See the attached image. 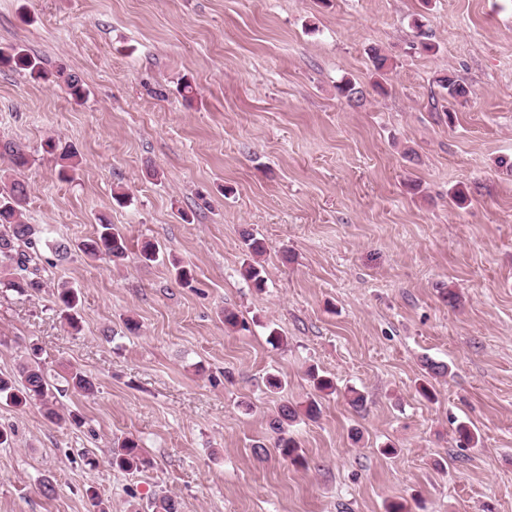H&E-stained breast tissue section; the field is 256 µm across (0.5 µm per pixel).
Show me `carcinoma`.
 I'll return each mask as SVG.
<instances>
[{"instance_id": "obj_1", "label": "carcinoma", "mask_w": 512, "mask_h": 512, "mask_svg": "<svg viewBox=\"0 0 512 512\" xmlns=\"http://www.w3.org/2000/svg\"><path fill=\"white\" fill-rule=\"evenodd\" d=\"M2 66L23 71L34 81L51 80L57 84L61 82L65 85L66 94L75 102H80L86 97V88L79 75L62 68L55 74H50L40 57L29 53L22 46L0 47V67ZM437 83L453 100L464 99L468 94L467 88L451 70L438 77ZM337 90L339 96L350 104L358 105L364 98L360 85L350 78L344 79L337 86ZM46 151L59 154L61 164L57 171L58 179L67 183L74 181L80 165L77 151L72 146L64 145L52 138L46 141ZM0 155L7 156L11 164L18 169L29 164V158L21 146L12 142L3 144ZM27 198V186L22 181L15 180L0 187V284L20 293L35 296L47 287V280L41 254V238L36 229L26 223L24 218ZM98 222L96 235L82 242L79 250L89 258L122 261L128 251L126 237L112 227L105 217H98ZM242 243L252 256H259L266 251L264 241L250 232L243 233ZM56 299L61 313L69 321H75L72 311L79 303L77 290L63 284L56 289ZM63 380L66 384L64 388L51 378L39 362L25 360L19 363L15 374L0 375V398H6L16 407L38 404L49 420H67L79 426L82 420L77 415L66 416L60 413L57 406L58 395L67 388L77 393L91 395L96 391L95 382L78 368L70 369L63 376ZM319 414L320 407L314 399L309 400L302 409L290 404L279 406L270 427L277 434L275 448L283 458L296 465L305 463L300 454V446L289 434V427L301 415L313 420ZM108 462L111 466L128 473L141 472L151 466L150 459L143 455L139 443L132 438H125L113 445L109 450Z\"/></svg>"}]
</instances>
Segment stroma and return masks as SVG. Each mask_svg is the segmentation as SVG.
Listing matches in <instances>:
<instances>
[{
	"mask_svg": "<svg viewBox=\"0 0 512 512\" xmlns=\"http://www.w3.org/2000/svg\"><path fill=\"white\" fill-rule=\"evenodd\" d=\"M12 44L89 95L0 69V142L29 157L0 156V181L25 182L27 222L71 248H43L41 295L0 288V374L34 350L97 391L61 397L79 427L0 401V512H152L161 496L180 512H512V0H0ZM450 70L468 99L438 85ZM344 78L361 104L339 98ZM51 138L77 149L75 182L57 179ZM101 215L128 240L120 265L78 250ZM246 230L266 243L261 290L240 274ZM426 357L451 368L433 401L416 390ZM312 366L334 394H315ZM312 397L295 465L269 423ZM124 437L152 468L108 464Z\"/></svg>",
	"mask_w": 512,
	"mask_h": 512,
	"instance_id": "obj_1",
	"label": "stroma"
}]
</instances>
